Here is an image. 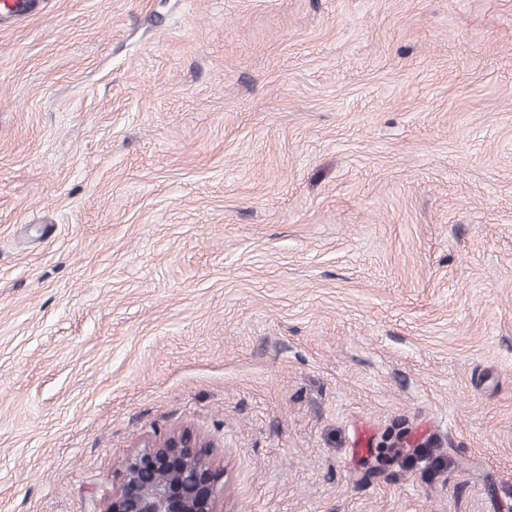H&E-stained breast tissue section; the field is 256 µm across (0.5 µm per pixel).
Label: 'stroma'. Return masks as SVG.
<instances>
[{
	"label": "stroma",
	"mask_w": 512,
	"mask_h": 512,
	"mask_svg": "<svg viewBox=\"0 0 512 512\" xmlns=\"http://www.w3.org/2000/svg\"><path fill=\"white\" fill-rule=\"evenodd\" d=\"M180 429L224 512H512V0L0 19V512Z\"/></svg>",
	"instance_id": "stroma-1"
}]
</instances>
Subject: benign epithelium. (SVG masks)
<instances>
[{"instance_id":"benign-epithelium-1","label":"benign epithelium","mask_w":512,"mask_h":512,"mask_svg":"<svg viewBox=\"0 0 512 512\" xmlns=\"http://www.w3.org/2000/svg\"><path fill=\"white\" fill-rule=\"evenodd\" d=\"M202 447L186 430L146 441L96 512H223L219 474Z\"/></svg>"}]
</instances>
